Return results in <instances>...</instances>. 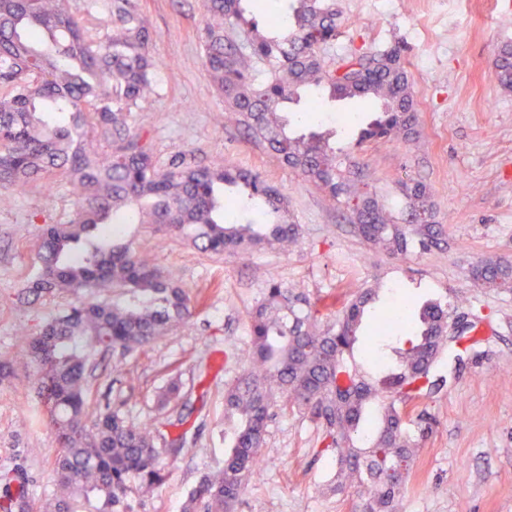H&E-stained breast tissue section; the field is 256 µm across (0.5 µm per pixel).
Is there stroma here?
Returning <instances> with one entry per match:
<instances>
[{"instance_id":"35a3bbf8","label":"stroma","mask_w":512,"mask_h":512,"mask_svg":"<svg viewBox=\"0 0 512 512\" xmlns=\"http://www.w3.org/2000/svg\"><path fill=\"white\" fill-rule=\"evenodd\" d=\"M138 7L153 31L158 93L141 103L135 123L144 127L159 167L180 157L258 172L286 195L288 219L300 235L290 251L264 247L241 260L202 251L185 235L151 224L102 225L104 236L150 253L196 299L188 319L140 354H107L94 372L95 401L121 405L145 422L158 415L157 393L181 377L190 421L201 427L193 453L178 458L163 485L133 491L134 512H182L201 476L223 467L224 386L240 374L250 344L247 313L273 282L304 289L327 320L351 293L379 287L360 354L390 302L410 306L439 297L477 321L476 342H447L437 364L446 383L423 404L431 430L409 427L418 448L399 512H512V287L478 288L469 273L485 258L512 262V90L491 72L499 49L512 45V0H336V39L319 50L325 66L402 46L416 133L357 143L379 110L357 98L302 113L291 126L298 135L335 130L341 169L362 170L394 219L409 209L402 183L427 186L445 239L404 259L373 250L353 232L346 207L331 206L295 170L225 122L224 100L204 64L202 0H138ZM75 210L62 177L49 189L0 187V360L15 367L14 378L0 381V475L24 472L31 512H40L54 488L56 441L35 395L38 372L28 341L83 297L27 299L22 289L38 272L42 226L66 223ZM202 365L203 404L193 388ZM317 437L309 415L275 418L237 512H355L356 496L329 486V459L314 458Z\"/></svg>"}]
</instances>
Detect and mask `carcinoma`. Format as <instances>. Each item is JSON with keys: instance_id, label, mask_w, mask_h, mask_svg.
Instances as JSON below:
<instances>
[{"instance_id": "cac0c4a2", "label": "carcinoma", "mask_w": 512, "mask_h": 512, "mask_svg": "<svg viewBox=\"0 0 512 512\" xmlns=\"http://www.w3.org/2000/svg\"><path fill=\"white\" fill-rule=\"evenodd\" d=\"M244 0H204L205 64L224 97L226 119L325 193L351 209L354 233L375 250L407 256L441 241L427 188L403 184L410 220L397 223L352 171L337 165L336 133L294 135L290 105L311 93L307 109L331 100L371 98L381 118L362 137L407 138L416 124L415 104L400 49L348 61L342 74L326 68L319 46L336 38L332 0H295L293 20L267 18V30H243ZM152 31L134 0H112V21L97 38L85 34L67 0H0V182L23 187L31 180L68 179L78 208L67 224L42 228L39 272L30 293L96 294L106 288L125 296L112 303L67 308L29 340L37 365V397L49 410L59 445L57 483L41 512H76L78 500L94 512H129L130 477L142 489L169 478L165 460L190 452L188 418L143 423L106 403L93 420L97 353L134 355L191 314L192 299L173 273L128 244L92 236L119 212L140 224H159L200 242L214 254L243 257L257 246L286 248L299 235L288 222L287 197L260 175L235 166L172 162L164 171L131 131L139 103L156 93L149 51ZM492 75L512 89V46L503 47ZM98 136L115 138L111 152L92 149ZM254 218L224 223V202ZM475 285L512 284V264L483 260L473 267ZM379 289L357 292L339 316L323 322L304 293L272 283L248 313L251 336L241 374L224 387V467L201 477L183 512H235L256 475L269 423L298 409L322 430L316 457L333 453L336 484L355 491L361 512H398L415 440L404 411L429 398L443 383L434 365L445 347L452 308L425 301L403 336L380 335L366 358V379L354 350ZM184 405L183 383L171 378L158 395L162 411ZM26 477L16 472L0 488V512H29Z\"/></svg>"}]
</instances>
